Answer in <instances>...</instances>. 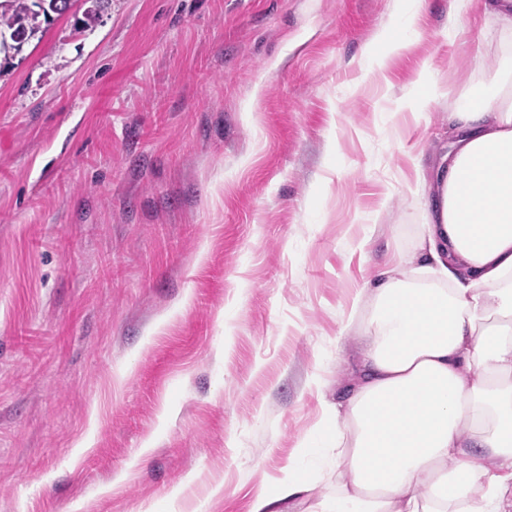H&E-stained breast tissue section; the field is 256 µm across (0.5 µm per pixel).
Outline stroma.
<instances>
[{
	"instance_id": "stroma-1",
	"label": "stroma",
	"mask_w": 512,
	"mask_h": 512,
	"mask_svg": "<svg viewBox=\"0 0 512 512\" xmlns=\"http://www.w3.org/2000/svg\"><path fill=\"white\" fill-rule=\"evenodd\" d=\"M484 2L450 33L430 0L381 73L398 0H110L86 33L74 0L0 61V512H250L295 467L413 158L512 52ZM403 8L397 14L400 33L394 35L386 28L366 47L364 55L370 57L377 70L382 72L387 61L396 55L403 54L411 49L420 36V29L416 20L421 17L429 7V0H404ZM413 83L416 87L425 89V92L420 95L421 106L419 110L422 112H425L431 98H438L445 93L442 85L434 80L426 66L416 75Z\"/></svg>"
}]
</instances>
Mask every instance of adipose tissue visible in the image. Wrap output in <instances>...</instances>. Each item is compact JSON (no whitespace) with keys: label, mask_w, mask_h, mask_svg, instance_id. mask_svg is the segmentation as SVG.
<instances>
[{"label":"adipose tissue","mask_w":512,"mask_h":512,"mask_svg":"<svg viewBox=\"0 0 512 512\" xmlns=\"http://www.w3.org/2000/svg\"><path fill=\"white\" fill-rule=\"evenodd\" d=\"M429 0L366 47L377 70L411 49ZM454 139L416 158L424 222L350 309L363 338L346 400L324 405L300 459L252 512H512V67L459 98Z\"/></svg>","instance_id":"1"}]
</instances>
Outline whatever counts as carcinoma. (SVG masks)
Instances as JSON below:
<instances>
[{
    "mask_svg": "<svg viewBox=\"0 0 512 512\" xmlns=\"http://www.w3.org/2000/svg\"><path fill=\"white\" fill-rule=\"evenodd\" d=\"M74 0H0V38L9 37L12 51L19 52L51 15L67 12ZM110 0H84L87 7L78 20L82 32L96 28Z\"/></svg>",
    "mask_w": 512,
    "mask_h": 512,
    "instance_id": "1",
    "label": "carcinoma"
}]
</instances>
